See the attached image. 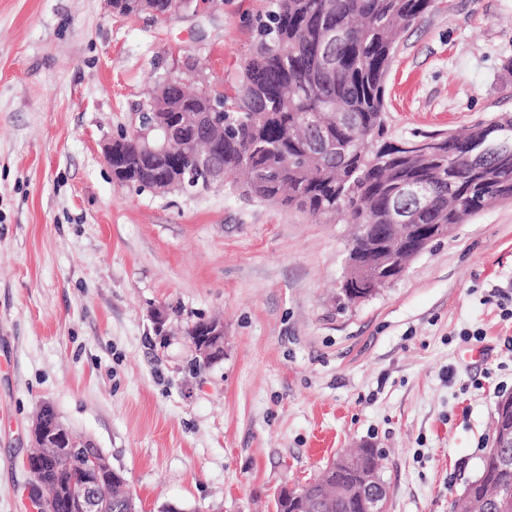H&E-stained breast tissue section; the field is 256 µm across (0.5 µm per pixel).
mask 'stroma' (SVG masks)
<instances>
[{"label":"stroma","instance_id":"obj_1","mask_svg":"<svg viewBox=\"0 0 512 512\" xmlns=\"http://www.w3.org/2000/svg\"><path fill=\"white\" fill-rule=\"evenodd\" d=\"M269 0L165 18L0 0V512H36L50 404L139 512H274L337 455H381L390 512H451L512 395V201L455 225L372 298H336L353 228L246 200L139 192L103 146L199 62L233 93ZM512 0H440L397 41L389 137L512 115ZM224 324L196 365L187 331ZM199 336L197 343H192L196 354L203 362H218L224 354V324L217 321L201 320L197 323Z\"/></svg>","mask_w":512,"mask_h":512}]
</instances>
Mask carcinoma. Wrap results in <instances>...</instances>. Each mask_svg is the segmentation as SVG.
<instances>
[{
    "instance_id": "carcinoma-1",
    "label": "carcinoma",
    "mask_w": 512,
    "mask_h": 512,
    "mask_svg": "<svg viewBox=\"0 0 512 512\" xmlns=\"http://www.w3.org/2000/svg\"><path fill=\"white\" fill-rule=\"evenodd\" d=\"M434 0H271L244 66L238 92L224 104L196 81L165 87L157 111L168 113V149L161 140H138L120 130L123 147L113 179L151 191L161 179L189 178L196 143L177 113L197 112L200 135L209 137L212 163L224 175H246L243 195L280 204L322 224H386L396 185L426 181L433 205L421 224H460L497 196L512 194V163H498L496 141L512 136V117L473 126L454 137L448 155L411 157L387 140L384 83L395 44L406 26ZM121 14L164 16L181 11L179 0H112ZM354 467L331 472L309 491L305 512H363L354 494L360 472L376 465L371 448L357 450ZM46 491H67L83 478L70 458L57 456L38 472ZM103 512H125L126 497L108 467ZM473 498H458L461 512H512L496 497L512 489V444L483 457L470 482ZM344 494L336 496L335 489Z\"/></svg>"
}]
</instances>
